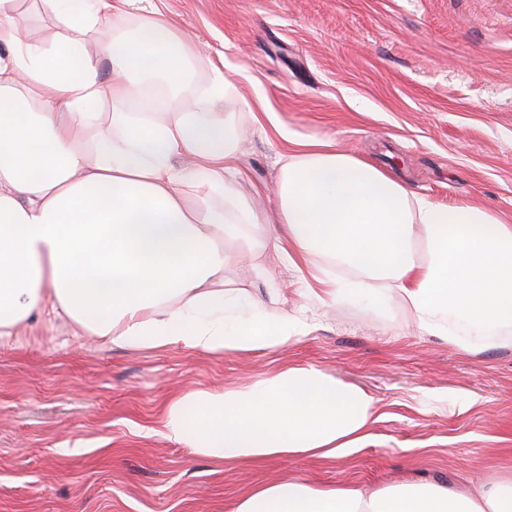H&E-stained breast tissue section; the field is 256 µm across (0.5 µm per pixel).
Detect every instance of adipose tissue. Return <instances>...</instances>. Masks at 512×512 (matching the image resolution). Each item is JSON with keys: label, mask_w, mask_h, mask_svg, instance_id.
I'll list each match as a JSON object with an SVG mask.
<instances>
[{"label": "adipose tissue", "mask_w": 512, "mask_h": 512, "mask_svg": "<svg viewBox=\"0 0 512 512\" xmlns=\"http://www.w3.org/2000/svg\"><path fill=\"white\" fill-rule=\"evenodd\" d=\"M130 0H38L56 33L22 35L18 0H0V338L35 314H64L112 345H181L230 355L285 346L306 320L241 315L224 289L228 260L256 252L225 241L266 231L227 178L245 132L224 115L233 89L220 70L186 76L192 38L150 10L125 36ZM171 100L146 112L143 89ZM291 252L354 270L333 298L366 288L396 294L427 333L452 311L512 324V224L488 209L441 205L372 163L315 148L281 182ZM373 398L320 368L288 366L244 388L174 398L169 439L250 465L296 455L332 459L362 443ZM230 512H512V469L453 490L288 481L258 484Z\"/></svg>", "instance_id": "adipose-tissue-1"}]
</instances>
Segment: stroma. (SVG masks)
<instances>
[{
    "instance_id": "35a3bbf8",
    "label": "stroma",
    "mask_w": 512,
    "mask_h": 512,
    "mask_svg": "<svg viewBox=\"0 0 512 512\" xmlns=\"http://www.w3.org/2000/svg\"><path fill=\"white\" fill-rule=\"evenodd\" d=\"M218 66L248 131L234 186L271 237L224 287L304 317L300 341L244 355L118 347L44 312L0 340V512H227L255 482L466 488L512 467V327L452 321L461 351L396 297L323 299L351 271L287 262L275 191L289 156L326 142L439 204L512 224V0H135ZM314 365L374 399L370 438L343 457L239 466L163 427L171 399Z\"/></svg>"
}]
</instances>
